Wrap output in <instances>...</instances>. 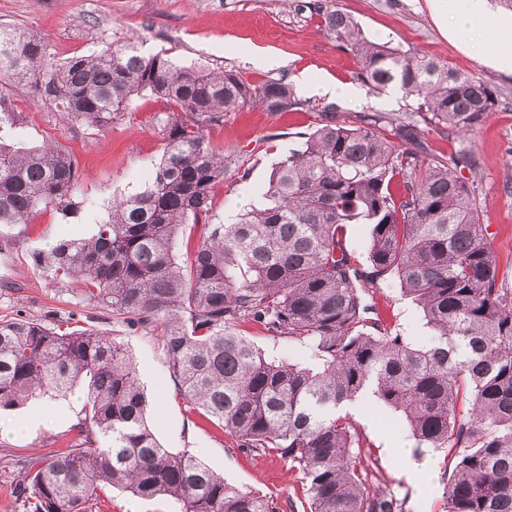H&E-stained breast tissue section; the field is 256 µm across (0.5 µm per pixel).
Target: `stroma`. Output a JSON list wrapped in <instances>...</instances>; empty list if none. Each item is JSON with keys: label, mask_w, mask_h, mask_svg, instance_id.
Returning <instances> with one entry per match:
<instances>
[{"label": "stroma", "mask_w": 512, "mask_h": 512, "mask_svg": "<svg viewBox=\"0 0 512 512\" xmlns=\"http://www.w3.org/2000/svg\"><path fill=\"white\" fill-rule=\"evenodd\" d=\"M323 6L348 14L368 40L447 62L497 93V107L475 133L451 134L440 127L426 131L422 159L446 160L463 146L473 148L481 176V221L489 226L500 273L512 289V74L482 60L504 47L496 21L506 11L502 0H487L488 16L478 23L484 49L480 55L470 49L469 35L446 34L427 0H0V25L45 38L55 64L105 43L130 40L144 54L163 53L179 66L234 69L255 84L279 78L290 82L301 74L356 83V60L327 33L319 14ZM256 53L281 58L283 64L255 67L251 57ZM305 101V106L276 114L250 105L208 128L211 145L223 154L227 167L223 182L213 188L217 222L232 223L261 206L274 163L319 123L334 119L348 125L367 113H402L412 106L406 95L392 101L387 92L368 88L358 104L319 95ZM1 109L16 120L0 124V141L16 147L52 144L76 157L79 181L73 199L79 209L66 218L43 206L27 224H0V319L23 316L48 323L72 317L120 337L152 404L163 447L190 451L239 489L274 496L280 512H308L298 472L279 459L250 456L189 410L156 333L127 330L111 311L88 304L77 289L47 277L34 262L35 254L47 252L62 238L93 235L112 197L140 191L151 182L163 151L158 124L170 104L141 95L121 122L97 129L72 122L54 105L37 101L30 86L5 79L0 81ZM374 302L377 312L409 342L429 341L431 331L420 309L396 285L383 286ZM84 405L85 393L78 388L0 410V512H25L16 489L27 461L66 447ZM357 406L353 419L363 434L361 455L369 484L394 493L404 512H445L443 453L417 451L404 416L383 408L373 394L364 393ZM32 412L39 418L38 428L25 437L14 435L13 426ZM87 512L178 510L164 497L142 499L111 488Z\"/></svg>", "instance_id": "35a3bbf8"}]
</instances>
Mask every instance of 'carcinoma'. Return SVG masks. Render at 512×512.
Listing matches in <instances>:
<instances>
[{
	"label": "carcinoma",
	"mask_w": 512,
	"mask_h": 512,
	"mask_svg": "<svg viewBox=\"0 0 512 512\" xmlns=\"http://www.w3.org/2000/svg\"><path fill=\"white\" fill-rule=\"evenodd\" d=\"M322 16L355 56L358 78L377 91L396 86L414 104L304 135L274 164L264 204L234 224L212 220V188L226 166L206 129L247 105L272 114L299 107L289 83L177 67L132 41L49 65L43 38L0 26V78L33 85L76 123L109 127L144 92L174 106L160 121L151 184L113 198L91 237L61 239L35 262L127 328L159 331L190 409L249 454L288 462L310 512H404L393 493L368 485L363 435L344 411L368 388L405 416L418 448L444 453L446 512H512V289L480 221L478 165L467 148L425 165L409 150L430 126L474 130L498 98L446 63L367 40L338 9ZM78 180L77 160L60 148L0 143V224H27L41 206L76 213ZM189 223L204 232L181 252ZM348 224L370 226L364 268L343 244ZM387 282L420 308L435 332L430 344L408 342L373 315L370 289ZM247 323L310 345L315 365L266 356L240 332ZM80 383L88 394L71 443L26 468L27 512H86L109 487L169 498L180 512H280L273 498L160 445L117 337L67 321L0 319V409Z\"/></svg>",
	"instance_id": "cac0c4a2"
}]
</instances>
